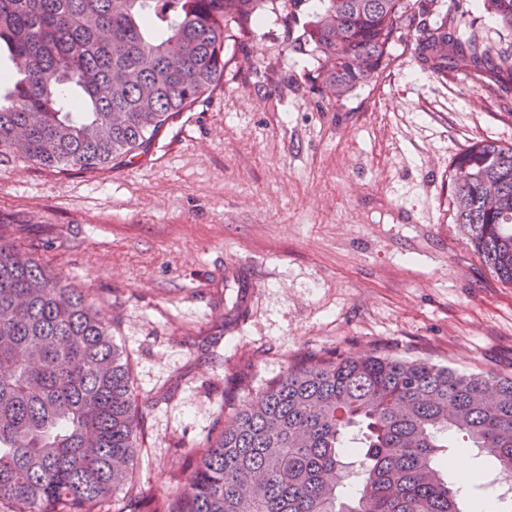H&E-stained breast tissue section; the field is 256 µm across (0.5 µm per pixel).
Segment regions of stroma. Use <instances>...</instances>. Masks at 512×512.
Listing matches in <instances>:
<instances>
[{
    "instance_id": "stroma-1",
    "label": "stroma",
    "mask_w": 512,
    "mask_h": 512,
    "mask_svg": "<svg viewBox=\"0 0 512 512\" xmlns=\"http://www.w3.org/2000/svg\"><path fill=\"white\" fill-rule=\"evenodd\" d=\"M441 7L512 46L475 0ZM320 8L268 0L226 41L219 86L130 163L0 169V234L86 290L128 358L152 495L183 487L206 436L309 355L512 377V284L472 251L448 190L470 145L512 143V79L434 74L407 31L334 99L285 37Z\"/></svg>"
}]
</instances>
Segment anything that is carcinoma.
<instances>
[{"instance_id":"cac0c4a2","label":"carcinoma","mask_w":512,"mask_h":512,"mask_svg":"<svg viewBox=\"0 0 512 512\" xmlns=\"http://www.w3.org/2000/svg\"><path fill=\"white\" fill-rule=\"evenodd\" d=\"M267 0H0V167L96 172L146 154L170 117L224 78V33ZM304 42L340 99L371 82L403 31L434 73L512 78V51L460 34L437 0H322ZM512 28V0H481ZM456 223L512 284V144L453 163ZM142 411L89 295L0 240V512H480L487 483L448 481V433L512 480V379L422 359L314 355L207 439L184 489L138 487ZM359 477L348 495L347 480Z\"/></svg>"}]
</instances>
